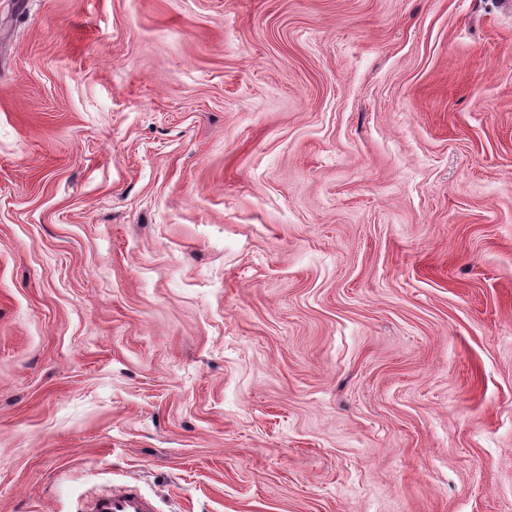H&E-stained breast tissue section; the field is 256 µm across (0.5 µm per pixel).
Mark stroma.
I'll return each mask as SVG.
<instances>
[{
    "mask_svg": "<svg viewBox=\"0 0 512 512\" xmlns=\"http://www.w3.org/2000/svg\"><path fill=\"white\" fill-rule=\"evenodd\" d=\"M512 512V5L0 0V512ZM155 500L139 490L122 487L97 496L85 512H156Z\"/></svg>",
    "mask_w": 512,
    "mask_h": 512,
    "instance_id": "1",
    "label": "stroma"
}]
</instances>
